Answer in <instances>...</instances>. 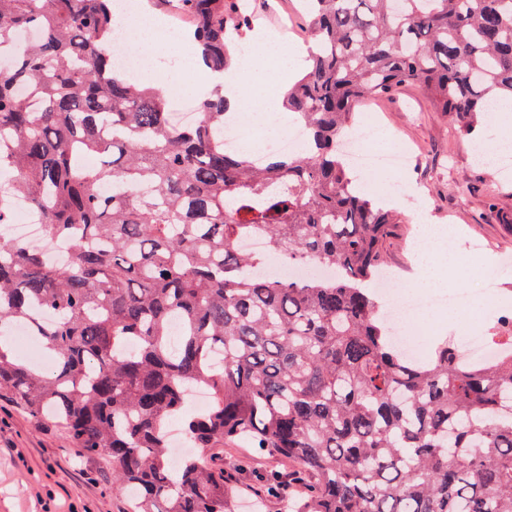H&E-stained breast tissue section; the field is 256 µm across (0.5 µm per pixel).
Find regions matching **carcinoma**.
Returning a JSON list of instances; mask_svg holds the SVG:
<instances>
[{
    "label": "carcinoma",
    "mask_w": 512,
    "mask_h": 512,
    "mask_svg": "<svg viewBox=\"0 0 512 512\" xmlns=\"http://www.w3.org/2000/svg\"><path fill=\"white\" fill-rule=\"evenodd\" d=\"M167 2L224 73L246 4ZM305 9L310 63L282 106L308 146L258 164L226 148L221 90L180 129L152 88L118 78L112 0H0V52L14 49L0 61V150L16 173L0 226L19 196L72 251L53 266L0 234V326L27 324L55 361L44 372L0 347V390L107 460L137 512H230L215 458L170 466L165 426L192 388L210 397L185 420L193 447L281 456L306 485L297 512H512V355L472 362L445 340L403 356L371 288L398 219L339 150L358 104L404 84L466 133L485 122L512 98V0ZM24 29L38 36L18 47ZM255 236L266 251L238 249ZM273 255L336 277L253 273Z\"/></svg>",
    "instance_id": "carcinoma-1"
}]
</instances>
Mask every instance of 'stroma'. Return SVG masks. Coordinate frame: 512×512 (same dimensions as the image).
I'll return each instance as SVG.
<instances>
[{"instance_id": "obj_1", "label": "stroma", "mask_w": 512, "mask_h": 512, "mask_svg": "<svg viewBox=\"0 0 512 512\" xmlns=\"http://www.w3.org/2000/svg\"><path fill=\"white\" fill-rule=\"evenodd\" d=\"M295 2L248 0L251 34L291 46L286 26L301 32L308 21ZM367 107L378 112L383 130L413 150L410 166L396 175L407 193L392 204L402 220L386 240V268L402 271L406 293H414L426 227L454 226L457 256L469 257L472 244H482L478 260L498 280L497 291L486 296L462 270L456 290L512 318V224L499 221L512 214V177L502 178L494 167L475 161L474 148L486 128L463 133L413 85L376 97ZM224 457L233 512H284L286 501L301 492L291 486L284 501L264 494V476L287 475L285 460L256 448H228ZM111 485L106 461L70 447L58 425L35 421L12 395H0V512H131L128 494L112 493Z\"/></svg>"}]
</instances>
